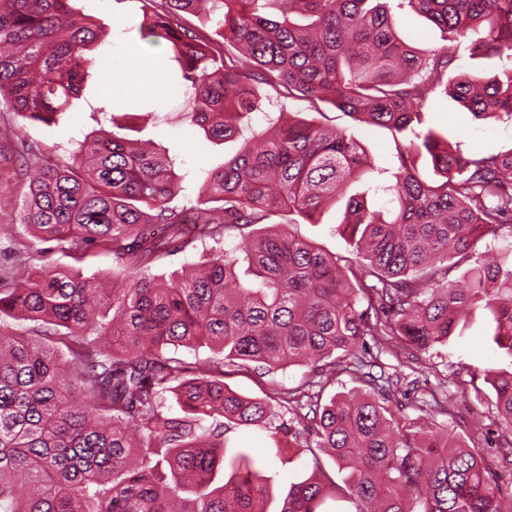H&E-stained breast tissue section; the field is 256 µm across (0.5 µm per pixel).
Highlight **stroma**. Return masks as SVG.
I'll return each mask as SVG.
<instances>
[{
  "label": "stroma",
  "instance_id": "1",
  "mask_svg": "<svg viewBox=\"0 0 512 512\" xmlns=\"http://www.w3.org/2000/svg\"><path fill=\"white\" fill-rule=\"evenodd\" d=\"M76 10L91 15L109 26L113 48L122 51L134 47V65L162 70L169 87L165 93H146L137 98L126 97L123 91L113 95V121H105L96 108L104 98L98 77H91L80 100L61 119L59 125L48 126L18 116L0 101V287L18 282L40 267L78 270L84 275L108 278L112 275V256L98 253L83 260H75L60 249L41 251L29 230L19 222L18 210L29 190V179L19 156L26 150L43 155L62 156L72 150L85 134L104 128L132 142L150 143L154 150L175 161V171L181 175L182 192L177 204L196 201L198 181L203 171L223 165L243 144L242 139L224 141L207 137L203 130L191 123L184 112L183 88L178 66L170 61L165 46L143 41L138 27L146 6L145 0H74ZM394 19L402 40L421 50L441 46L440 31L426 18L410 9H398ZM262 100L258 110L250 116L254 131L268 129L270 118L285 112L298 118H308L309 99L287 97L276 88H261ZM426 125L447 136L462 153H487L512 150V118L478 120L446 96L429 98L423 107ZM322 124L344 129L365 148L375 165L390 170L398 166L397 139L383 127L352 121L334 107L323 109ZM344 206L336 204L325 209L319 223L297 224L293 230L303 239L335 254L341 260H354L355 249L338 234L337 224L343 219ZM495 322L489 309L473 308L466 321L459 324L447 343L419 352L399 345L384 350L383 363L400 367L408 380L401 387L400 400L404 412L417 418L425 402L438 399L444 408L436 422L444 430L466 433L472 424L482 426L478 451L500 468L503 457L511 454L505 449V431L497 415L495 394L485 371L490 367L511 364L493 341ZM304 375L303 368L290 367L269 375L254 371L229 368L224 381L235 391L250 397L264 396L269 388L288 389L297 386ZM230 450L252 449L267 473L276 481L266 501L267 512H280L291 484L308 478L314 461L336 483L342 482L335 462L328 456H315L313 449L291 443L274 445L267 431L251 428L231 431L227 435Z\"/></svg>",
  "mask_w": 512,
  "mask_h": 512
}]
</instances>
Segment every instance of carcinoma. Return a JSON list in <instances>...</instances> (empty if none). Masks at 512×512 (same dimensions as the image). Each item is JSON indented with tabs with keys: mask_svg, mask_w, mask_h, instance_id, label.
I'll list each match as a JSON object with an SVG mask.
<instances>
[{
	"mask_svg": "<svg viewBox=\"0 0 512 512\" xmlns=\"http://www.w3.org/2000/svg\"><path fill=\"white\" fill-rule=\"evenodd\" d=\"M404 6L442 29L445 44L402 41L388 0H161L139 32L170 47L186 112L213 139L249 126L263 84L394 135L420 122L440 88L477 118L512 116V67L457 73L459 39L479 26L477 54L512 61V0H396ZM183 14L216 23L225 55L178 23ZM105 35L71 0H5L0 97L51 123L82 96ZM422 155L431 178L416 165ZM26 170L21 222L77 259L111 253L115 269L110 288L49 265L0 288V318L40 323L33 336L0 332V512H265L273 477L248 448L224 454L241 427L324 449L348 470L357 512H512V490L486 459L433 426L413 430L391 377L374 375L377 357L359 351L367 336L420 351L446 342L482 302L512 360V240L502 234L512 225V150L463 154L433 129L416 132L375 187L387 197L380 209L344 198L376 170L366 150L314 118L278 119L269 136L246 141L206 172L189 206L173 204L172 163L106 131ZM343 198L339 232L357 255L342 266L289 227L318 223ZM273 216L287 221L270 225ZM485 238L502 241L490 259L476 252ZM198 241L215 244L204 268L153 274ZM99 307L112 310L106 324L94 319ZM201 344L217 359L192 367L174 354ZM303 363L323 380L264 398L224 382L228 365ZM488 374L512 433V368ZM343 375L361 387L323 401ZM324 495L314 475L291 485L280 512H318Z\"/></svg>",
	"mask_w": 512,
	"mask_h": 512,
	"instance_id": "obj_1",
	"label": "carcinoma"
}]
</instances>
